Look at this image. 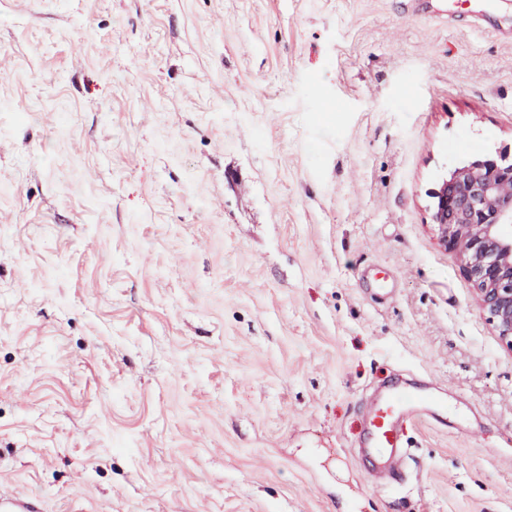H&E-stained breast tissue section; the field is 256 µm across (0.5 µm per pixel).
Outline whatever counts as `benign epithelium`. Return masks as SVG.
I'll use <instances>...</instances> for the list:
<instances>
[{
  "instance_id": "1",
  "label": "benign epithelium",
  "mask_w": 512,
  "mask_h": 512,
  "mask_svg": "<svg viewBox=\"0 0 512 512\" xmlns=\"http://www.w3.org/2000/svg\"><path fill=\"white\" fill-rule=\"evenodd\" d=\"M431 223L456 254L481 308L512 347V158L455 168L429 192Z\"/></svg>"
}]
</instances>
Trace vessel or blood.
<instances>
[{"label": "vessel or blood", "instance_id": "vessel-or-blood-1", "mask_svg": "<svg viewBox=\"0 0 512 512\" xmlns=\"http://www.w3.org/2000/svg\"><path fill=\"white\" fill-rule=\"evenodd\" d=\"M415 419H429L439 426H447V401L398 384L388 387L368 407L367 431L359 456L369 461L372 471L385 474L389 482L403 479L409 456L405 429Z\"/></svg>", "mask_w": 512, "mask_h": 512}]
</instances>
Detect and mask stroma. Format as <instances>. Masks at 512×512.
<instances>
[{"instance_id": "stroma-1", "label": "stroma", "mask_w": 512, "mask_h": 512, "mask_svg": "<svg viewBox=\"0 0 512 512\" xmlns=\"http://www.w3.org/2000/svg\"><path fill=\"white\" fill-rule=\"evenodd\" d=\"M0 0V496L512 512V347L428 192L512 153V0ZM428 382L403 483L369 396Z\"/></svg>"}]
</instances>
